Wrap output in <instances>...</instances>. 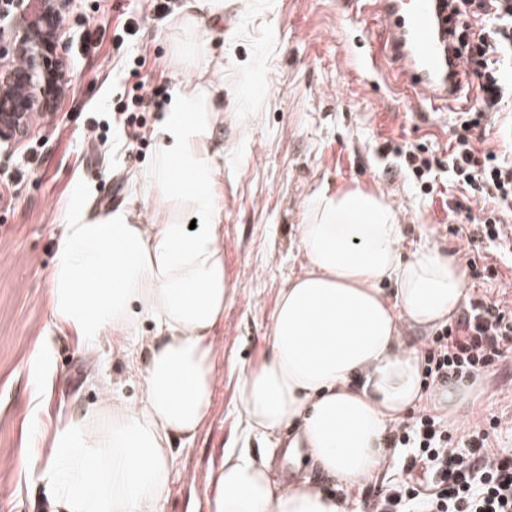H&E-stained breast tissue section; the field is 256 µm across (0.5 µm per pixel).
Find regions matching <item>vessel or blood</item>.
<instances>
[{
  "label": "vessel or blood",
  "instance_id": "1",
  "mask_svg": "<svg viewBox=\"0 0 512 512\" xmlns=\"http://www.w3.org/2000/svg\"><path fill=\"white\" fill-rule=\"evenodd\" d=\"M386 45H372L369 57H386L389 69L408 98H454L452 73L462 71L447 42L448 9L444 0H374Z\"/></svg>",
  "mask_w": 512,
  "mask_h": 512
}]
</instances>
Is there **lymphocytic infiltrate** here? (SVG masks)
I'll return each mask as SVG.
<instances>
[{"label": "lymphocytic infiltrate", "mask_w": 512, "mask_h": 512, "mask_svg": "<svg viewBox=\"0 0 512 512\" xmlns=\"http://www.w3.org/2000/svg\"><path fill=\"white\" fill-rule=\"evenodd\" d=\"M457 19V53L465 55L455 114L456 132L448 144V178L457 188L448 209L463 210L464 200H481L470 235L474 248L464 255L475 279L498 276L496 263L479 249L497 245L512 211V154L485 145L492 116L512 108V0H446ZM512 353V309L470 298L456 319L433 336L425 357L427 382L440 384L473 375ZM498 417L477 421L460 438L428 411L407 415L387 437L391 448L406 451L407 470L421 469L425 483L400 482L379 492L375 512H512V460L494 448L491 433Z\"/></svg>", "instance_id": "f902f5d3"}]
</instances>
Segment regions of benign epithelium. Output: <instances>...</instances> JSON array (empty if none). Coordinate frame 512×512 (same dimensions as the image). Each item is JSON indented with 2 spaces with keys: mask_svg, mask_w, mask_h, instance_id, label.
<instances>
[{
  "mask_svg": "<svg viewBox=\"0 0 512 512\" xmlns=\"http://www.w3.org/2000/svg\"><path fill=\"white\" fill-rule=\"evenodd\" d=\"M70 0H0V144L30 132L31 114L48 109L65 81L52 62Z\"/></svg>",
  "mask_w": 512,
  "mask_h": 512,
  "instance_id": "1",
  "label": "benign epithelium"
}]
</instances>
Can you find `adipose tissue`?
I'll list each match as a JSON object with an SVG mask.
<instances>
[{
    "mask_svg": "<svg viewBox=\"0 0 512 512\" xmlns=\"http://www.w3.org/2000/svg\"><path fill=\"white\" fill-rule=\"evenodd\" d=\"M195 94L175 87L144 185L183 202L198 225L79 212L57 243L51 324L79 351L128 354L143 322L153 326L138 401L103 381L96 408L58 425L50 447L19 450L62 512H163L175 444L193 440L210 414L216 331L233 285L218 218L224 149L194 112ZM307 209L306 265L279 291L265 359L241 377V413L253 435L291 429L289 448L352 489L378 474L388 429L422 399L423 351L403 342L401 323L448 321L465 273L427 242L404 253L399 214L375 192L317 193ZM211 482L212 512H345L319 485L278 482L245 448H225Z\"/></svg>",
    "mask_w": 512,
    "mask_h": 512,
    "instance_id": "obj_1",
    "label": "adipose tissue"
}]
</instances>
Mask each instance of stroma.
Masks as SVG:
<instances>
[{"instance_id":"stroma-1","label":"stroma","mask_w":512,"mask_h":512,"mask_svg":"<svg viewBox=\"0 0 512 512\" xmlns=\"http://www.w3.org/2000/svg\"><path fill=\"white\" fill-rule=\"evenodd\" d=\"M183 5L74 0L57 37L69 90L18 148L0 152V512H52L41 470L15 464L24 429L37 428L49 445L61 421L94 408L102 373L127 398L143 392L124 358L104 351L93 359L51 335L50 272L72 210L96 217L121 208L141 218L140 176L159 149L162 107L176 82L202 92L224 87V109L212 122L224 144V265L234 291L216 340L212 408L177 453L164 512H211L208 477L234 443L267 458L280 480L298 476L276 438L245 434L239 378L263 360L279 290L305 264L298 226L315 192L383 194L400 214L405 251L424 240L452 256L469 247L465 217L445 205L447 183L426 189L399 153L421 143L447 160L451 110L407 101L385 72L366 67L370 33L348 0H224L220 42L211 20L186 30ZM138 86L161 95L133 141L119 119ZM95 122L105 127L104 143L87 138ZM44 336L43 388L31 361ZM472 381L475 397L461 405L449 407L435 389L421 404L452 431L497 415L494 444L512 455V354Z\"/></svg>"}]
</instances>
